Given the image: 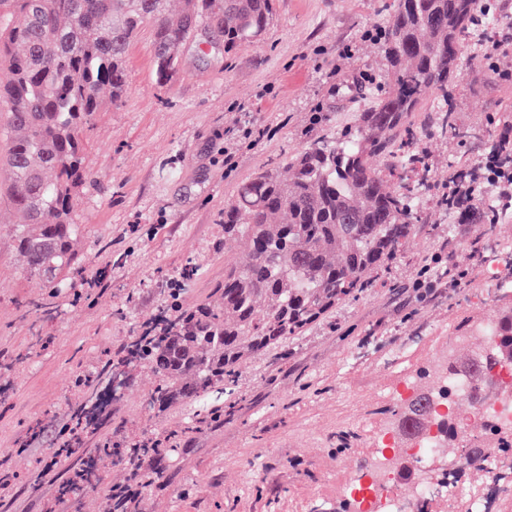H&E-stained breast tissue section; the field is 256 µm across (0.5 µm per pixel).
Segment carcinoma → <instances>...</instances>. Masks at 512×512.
<instances>
[{"mask_svg":"<svg viewBox=\"0 0 512 512\" xmlns=\"http://www.w3.org/2000/svg\"><path fill=\"white\" fill-rule=\"evenodd\" d=\"M15 21L0 25V102L15 137L9 154L11 203L23 220L16 237L30 270L49 288L75 262L73 214L87 183L81 131L104 96L121 97L130 43L143 25L153 31L157 81L178 72L187 42L204 28L224 37V53L261 37L273 0H0ZM477 0H400L384 33L390 86L358 113L336 141H312L241 184L224 208V240L244 245L247 262L224 265L216 300L185 308L172 295L166 327L132 346L133 358L161 378L152 395L160 409L201 401L231 384L238 367L298 334L336 303L353 299L396 259L416 232L421 187L395 185L374 157L394 169L424 164L402 128L428 90L448 99V76L462 55ZM442 135L463 139L451 109L437 116ZM498 340L471 376L475 387L512 359V314L496 317ZM418 392L399 413L413 439L436 429L441 448L456 445L448 418ZM484 434L512 448V431L494 420Z\"/></svg>","mask_w":512,"mask_h":512,"instance_id":"cac0c4a2","label":"carcinoma"}]
</instances>
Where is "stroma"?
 <instances>
[{
    "label": "stroma",
    "mask_w": 512,
    "mask_h": 512,
    "mask_svg": "<svg viewBox=\"0 0 512 512\" xmlns=\"http://www.w3.org/2000/svg\"><path fill=\"white\" fill-rule=\"evenodd\" d=\"M398 5L274 0L260 40L228 54L222 39L199 31L164 84L143 26L128 49L125 93L82 134L92 184L77 207L76 263L56 290L30 272L15 240L12 133L0 103V472L11 481L0 512H106L130 466L93 457L106 443L155 438L168 449L140 512H341L381 457L407 394L446 359L480 349L479 325L512 307V215L473 252L481 221L451 223L436 181L485 160L512 120V81L492 71L482 47L491 35L512 51V0H488L493 26L473 25L448 79L456 125L481 137L441 135L433 90L410 117L432 167L406 171L427 185L418 211L426 229L371 287L249 360L230 389L210 397L224 408L220 422L201 423L188 406L152 409L157 375L125 362L145 326L168 311L172 290L186 307L212 301L225 264L244 262L224 240V207L238 185L312 140H335L386 89L380 44L365 34L385 27ZM354 43L357 59L342 64L340 51ZM339 64L344 75L330 80ZM447 239L449 262L473 265L476 279L451 299H420L418 264ZM107 362L112 382L77 386L78 373ZM75 424L79 449L60 451V429ZM88 467L92 481L71 488L73 472Z\"/></svg>",
    "instance_id": "obj_1"
}]
</instances>
